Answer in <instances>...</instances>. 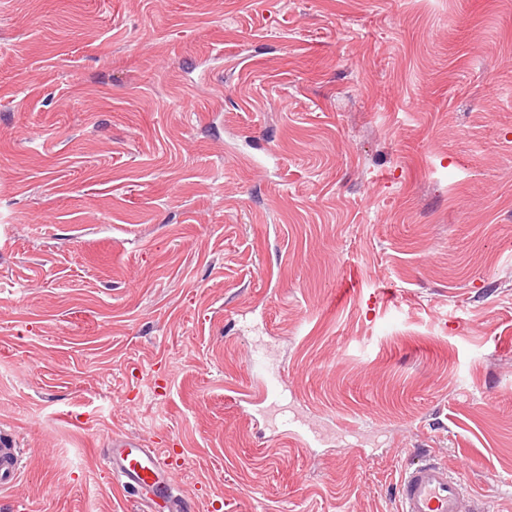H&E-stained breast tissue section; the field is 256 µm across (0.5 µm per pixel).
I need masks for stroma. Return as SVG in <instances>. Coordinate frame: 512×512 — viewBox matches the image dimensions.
<instances>
[{
	"instance_id": "stroma-1",
	"label": "stroma",
	"mask_w": 512,
	"mask_h": 512,
	"mask_svg": "<svg viewBox=\"0 0 512 512\" xmlns=\"http://www.w3.org/2000/svg\"><path fill=\"white\" fill-rule=\"evenodd\" d=\"M1 433L0 512H141L116 434L190 512H512V0H0ZM250 365L253 373L262 381V390L256 395L249 391L239 392V401L251 403L255 400L265 402L280 394L279 385L282 382V374L271 368L265 358L257 353L251 358ZM0 447V487H6L19 475L21 455L17 442L11 435L2 436ZM167 457L148 448L140 438L112 437V448L102 456L105 468L126 488L144 490L152 501L160 500L167 512H187L184 495L175 493ZM465 483L448 465L418 461L405 467L398 487L400 512H471Z\"/></svg>"
}]
</instances>
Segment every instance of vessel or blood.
<instances>
[{"label": "vessel or blood", "instance_id": "vessel-or-blood-1", "mask_svg": "<svg viewBox=\"0 0 512 512\" xmlns=\"http://www.w3.org/2000/svg\"><path fill=\"white\" fill-rule=\"evenodd\" d=\"M261 380L260 393L241 392L240 401L250 403L276 397L282 374L271 368L261 355L250 361ZM105 468L126 488L145 491L150 500L162 501L167 512H186L187 501L176 493L166 456L147 447L142 439L117 435L102 458ZM20 450L13 436L0 438V487L12 484L19 475ZM465 483L447 465L418 461L405 467L398 487L399 512H470Z\"/></svg>", "mask_w": 512, "mask_h": 512}]
</instances>
